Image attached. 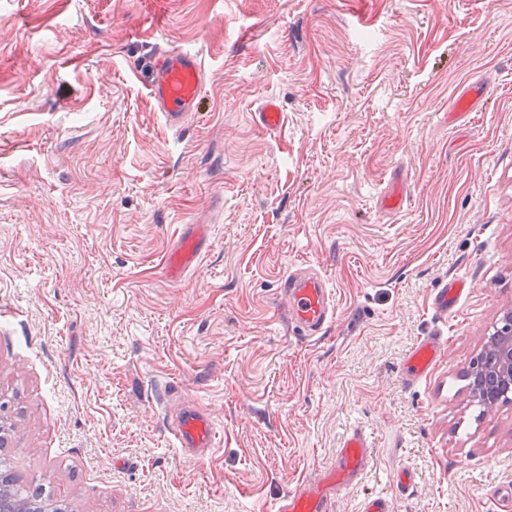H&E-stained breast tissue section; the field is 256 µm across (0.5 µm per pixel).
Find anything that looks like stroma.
<instances>
[{
    "mask_svg": "<svg viewBox=\"0 0 512 512\" xmlns=\"http://www.w3.org/2000/svg\"><path fill=\"white\" fill-rule=\"evenodd\" d=\"M0 0L1 449L71 512H271L372 434L336 512H496L512 402L466 372L512 309V0ZM197 52L199 110L167 127L134 72ZM491 99L452 115L466 81ZM277 98L275 134L255 112ZM211 246L160 273L184 225ZM336 300L297 338L279 281ZM470 284L441 322L430 291ZM448 338L406 385L423 336ZM196 403L218 445L183 454ZM405 470L413 488L402 493ZM448 338L441 333L425 336L406 356L405 376L408 384L427 378L442 359Z\"/></svg>",
    "mask_w": 512,
    "mask_h": 512,
    "instance_id": "1",
    "label": "stroma"
}]
</instances>
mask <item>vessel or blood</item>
I'll return each instance as SVG.
<instances>
[{"mask_svg":"<svg viewBox=\"0 0 512 512\" xmlns=\"http://www.w3.org/2000/svg\"><path fill=\"white\" fill-rule=\"evenodd\" d=\"M200 57L189 51L160 49L154 52L144 87L157 112L170 128L186 123L198 106L203 89ZM490 82L483 81L462 92L455 99L458 112L471 111L474 100L487 98ZM259 128L267 132L279 130L283 114L274 101H266L255 114ZM209 247L202 225H187L168 250L163 273L168 280H179L194 268L199 256ZM279 292L289 302L288 318L303 336L323 335L335 316L333 295L324 278L312 269L295 266L281 278ZM466 292L459 279L443 282L431 291V308L439 320L455 313ZM448 339L436 333L424 337L407 355L404 362L408 383L427 378L442 359ZM171 431L185 455L197 457L214 445L209 415L188 405L182 408ZM370 435L360 425L350 427L336 450L334 464L321 469L314 478L298 482L282 494L274 512H335L336 502L364 477L369 463Z\"/></svg>","mask_w":512,"mask_h":512,"instance_id":"obj_1","label":"vessel or blood"}]
</instances>
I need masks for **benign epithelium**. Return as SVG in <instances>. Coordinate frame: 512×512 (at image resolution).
<instances>
[{
    "mask_svg": "<svg viewBox=\"0 0 512 512\" xmlns=\"http://www.w3.org/2000/svg\"><path fill=\"white\" fill-rule=\"evenodd\" d=\"M493 354L487 365L475 364L471 370L474 398L497 404L512 397V310L503 312L500 327L491 336Z\"/></svg>",
    "mask_w": 512,
    "mask_h": 512,
    "instance_id": "1",
    "label": "benign epithelium"
}]
</instances>
